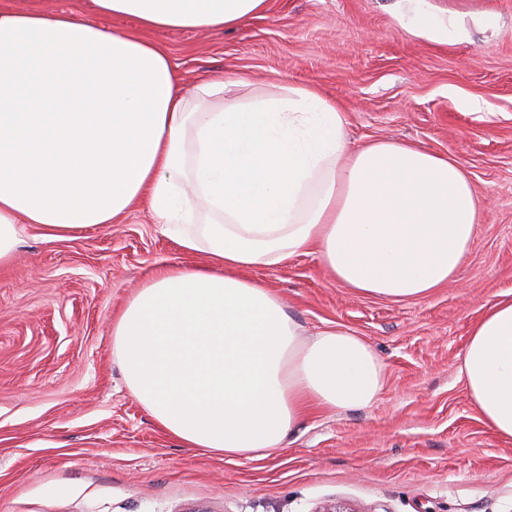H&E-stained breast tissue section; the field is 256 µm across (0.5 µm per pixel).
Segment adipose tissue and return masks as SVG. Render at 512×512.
<instances>
[{"label":"adipose tissue","mask_w":512,"mask_h":512,"mask_svg":"<svg viewBox=\"0 0 512 512\" xmlns=\"http://www.w3.org/2000/svg\"><path fill=\"white\" fill-rule=\"evenodd\" d=\"M114 32L31 0L0 7V268L19 227L51 236L146 209L206 265L155 269L112 323L125 382L190 448L263 457L312 411L371 405L385 368L342 327L307 334L245 270L314 254L337 281L404 301L468 260L484 198L450 155L392 141L349 149L310 86L248 103L180 85L158 29H229L267 0H89ZM460 373L486 426L512 439V297L485 306Z\"/></svg>","instance_id":"adipose-tissue-1"}]
</instances>
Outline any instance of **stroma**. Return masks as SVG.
<instances>
[{
  "instance_id": "1",
  "label": "stroma",
  "mask_w": 512,
  "mask_h": 512,
  "mask_svg": "<svg viewBox=\"0 0 512 512\" xmlns=\"http://www.w3.org/2000/svg\"><path fill=\"white\" fill-rule=\"evenodd\" d=\"M185 93L207 77L243 101L310 85L350 147L455 156L486 198L469 262L427 297L356 294L315 255L249 271L308 332L372 345L369 407L316 410L256 459L188 448L129 391L112 320L159 266L204 263L132 209L66 239L24 225L0 269V512H512V440L459 375L484 305L512 292V0H268L230 30H157Z\"/></svg>"
}]
</instances>
